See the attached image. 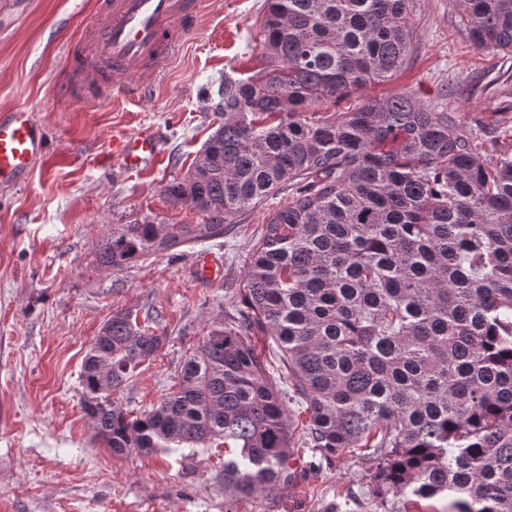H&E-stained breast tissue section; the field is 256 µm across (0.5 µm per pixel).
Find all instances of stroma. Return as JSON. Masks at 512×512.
I'll use <instances>...</instances> for the list:
<instances>
[{
  "label": "stroma",
  "mask_w": 512,
  "mask_h": 512,
  "mask_svg": "<svg viewBox=\"0 0 512 512\" xmlns=\"http://www.w3.org/2000/svg\"><path fill=\"white\" fill-rule=\"evenodd\" d=\"M96 2L0 0V110L28 108L49 135L28 178L0 188V512H397L401 498L374 497L348 452L326 459L295 447L293 485L231 504L223 449L116 457L97 439L80 371L104 323L120 310L152 313L148 327L165 343L113 396L131 414L151 409L211 321L234 313L247 257L288 194L241 214L223 237L121 270L100 266L98 244L112 225L204 223L162 188L187 175L223 122L214 106L225 75L265 66L266 0H214L150 96L129 102L107 90L67 102L57 85L91 33ZM416 32L409 64L359 97L407 91L465 127L475 113L512 105V56L476 50L453 0H420ZM146 128L161 132L163 159L124 170L114 140Z\"/></svg>",
  "instance_id": "35a3bbf8"
}]
</instances>
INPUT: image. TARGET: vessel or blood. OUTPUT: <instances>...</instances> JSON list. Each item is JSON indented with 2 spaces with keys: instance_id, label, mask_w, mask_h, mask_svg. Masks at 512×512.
Returning <instances> with one entry per match:
<instances>
[{
  "instance_id": "1",
  "label": "vessel or blood",
  "mask_w": 512,
  "mask_h": 512,
  "mask_svg": "<svg viewBox=\"0 0 512 512\" xmlns=\"http://www.w3.org/2000/svg\"><path fill=\"white\" fill-rule=\"evenodd\" d=\"M207 6V0H99L92 37L74 48L59 95L71 99L79 88L93 96L109 85L128 99L150 95L177 40L195 32ZM47 150L46 130L30 110L0 112V187L20 184ZM162 155L161 137L149 128L112 145L113 158L130 171L142 170Z\"/></svg>"
}]
</instances>
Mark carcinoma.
I'll return each instance as SVG.
<instances>
[{
	"mask_svg": "<svg viewBox=\"0 0 512 512\" xmlns=\"http://www.w3.org/2000/svg\"><path fill=\"white\" fill-rule=\"evenodd\" d=\"M419 0H266L264 56L224 77V123L193 179L163 186L203 224H114L96 261L123 269L224 224L283 185L249 254L236 313L215 319L174 390L128 414L112 400L163 339L117 311L81 367L85 409L117 457L224 448V492L295 479V421L325 456L359 451L373 494L448 512H512V146L409 92L313 109L387 83L414 50ZM478 50L512 54V0H454ZM281 353L273 375L252 337Z\"/></svg>",
	"mask_w": 512,
	"mask_h": 512,
	"instance_id": "cac0c4a2",
	"label": "carcinoma"
}]
</instances>
